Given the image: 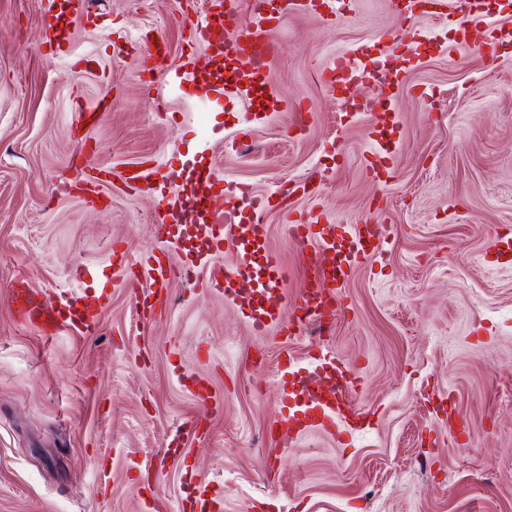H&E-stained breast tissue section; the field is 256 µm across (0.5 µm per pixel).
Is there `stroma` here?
Returning <instances> with one entry per match:
<instances>
[{"mask_svg": "<svg viewBox=\"0 0 512 512\" xmlns=\"http://www.w3.org/2000/svg\"><path fill=\"white\" fill-rule=\"evenodd\" d=\"M205 0H84L73 59L43 55L55 0H0V512H180L186 474L223 494L222 512H512V46L490 60L470 49L488 22L512 28V0L461 31L455 17L398 13L391 0H349L335 23L294 12L270 28L278 42L267 85L182 93L170 66L145 72L134 47L163 38L171 63L207 53L181 21ZM387 31L399 42L382 41ZM387 73L393 120L364 109L376 86L328 91L318 79L336 50ZM108 97L99 126L73 128L81 105ZM315 109L307 131L292 102ZM398 151L381 185L366 174L369 142ZM154 168L135 192L117 172ZM211 170L226 224L253 218L243 193L270 195L311 177L288 204L347 228L383 223L389 243L342 289L348 308L331 333L277 303L281 334L252 335L247 306L182 277L169 308L139 320L117 283L166 246L198 277L230 270L237 249H193L178 224L153 218L189 195L188 169ZM107 170L80 184L82 170ZM73 182L70 193L55 190ZM266 245L290 273L311 276L309 250L278 209L262 218ZM121 256H113V243ZM40 300L90 304L88 333L51 335L19 321L10 288ZM331 352L358 379L366 417L344 437L319 427L288 447L265 430L283 388L278 360ZM224 410L181 459L166 437L204 415L198 387Z\"/></svg>", "mask_w": 512, "mask_h": 512, "instance_id": "obj_1", "label": "stroma"}]
</instances>
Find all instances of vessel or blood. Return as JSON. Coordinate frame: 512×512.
I'll use <instances>...</instances> for the list:
<instances>
[{
	"label": "vessel or blood",
	"instance_id": "obj_1",
	"mask_svg": "<svg viewBox=\"0 0 512 512\" xmlns=\"http://www.w3.org/2000/svg\"><path fill=\"white\" fill-rule=\"evenodd\" d=\"M280 3L281 11L285 14L299 8L314 10L322 7L327 11L328 20L334 21L342 16L336 0H280ZM264 5L265 0H250L251 18L245 22L234 0H209L203 18L194 17L187 21L196 43L210 51L213 58L234 56L246 60L248 69L241 73L239 80L249 85L256 84L266 76L270 60L277 50L269 37ZM438 6L440 10L457 16L460 27L465 28L476 20L480 0H438ZM228 29L237 33L234 42L229 43L224 39V32ZM353 55L350 49L337 52L332 65L321 71L320 80L327 89H335L338 83L348 82L357 74ZM395 164V151L375 150L367 161L366 173L368 177L380 181L389 178ZM194 194L197 205L192 211V222L206 240L209 252H222L225 243L231 239L242 245L237 264L229 275L231 288H222L220 278L215 274L199 280V287L220 288L227 300L250 303L249 326L252 334L269 335L277 324V314L275 309L267 307L266 302L287 285V268L278 254L266 250L261 225H224L221 212L223 200L210 194L206 183L201 181L195 182ZM288 232L290 238L300 246L312 247L316 264L312 277L302 283L294 298L293 310L302 311L308 319L334 323L337 315L345 309L341 288L351 270L373 263L381 246L387 244L384 225L358 224L346 232L339 230L337 225L322 223L320 218L309 214L294 219ZM256 251L262 253L268 271L263 281L251 271V257ZM193 271L194 266L190 263L173 266L159 261L147 271L149 286H142L135 273L123 278L122 284L131 298H139L142 290L146 289L166 304L170 301L167 293L170 278L187 276ZM18 312L22 319L39 324L48 334L67 325L66 318L59 310L34 304L28 297L24 298ZM280 366L282 375L291 376L292 387L282 393L280 403L284 410L277 413L270 426L271 431L280 432L285 438L290 437L300 424V414L312 411L319 415L323 432L340 437L341 423L359 413L355 401V379L346 377L344 371L337 367L333 355L327 353L304 366L287 356L281 360Z\"/></svg>",
	"mask_w": 512,
	"mask_h": 512
}]
</instances>
